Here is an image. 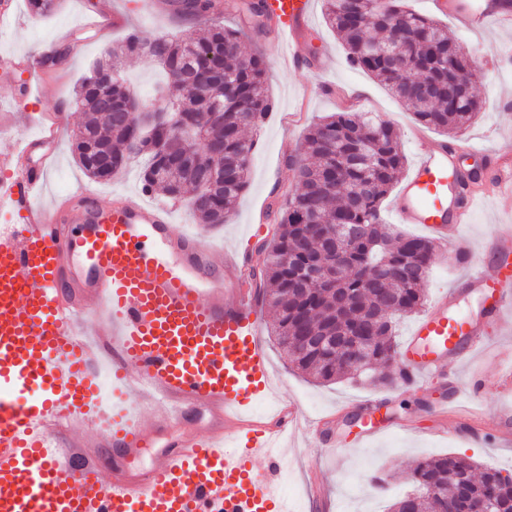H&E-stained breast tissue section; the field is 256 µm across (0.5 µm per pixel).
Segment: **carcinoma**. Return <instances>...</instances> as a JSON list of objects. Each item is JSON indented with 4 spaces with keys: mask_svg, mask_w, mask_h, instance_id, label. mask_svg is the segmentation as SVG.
Segmentation results:
<instances>
[{
    "mask_svg": "<svg viewBox=\"0 0 512 512\" xmlns=\"http://www.w3.org/2000/svg\"><path fill=\"white\" fill-rule=\"evenodd\" d=\"M324 18L343 41L350 64L372 75L414 111L419 122L444 134L469 125L480 110L474 92L455 105L448 102V78L456 50L447 29L429 16L407 9L404 0H324ZM177 18L208 22L196 37L148 36L131 33L120 52H109L117 66L119 54L159 63L172 78L165 87L176 115L172 127L148 131L126 123L122 111L129 89L97 61L83 76L75 104L85 118L73 136L77 163L91 179L109 181L134 158L144 160L142 189L161 191L172 200L188 197L201 223L231 221L235 204L248 186V159L255 141L243 136L260 128L273 102L266 89L267 65L260 53L244 55L247 32L270 30L263 0H166ZM380 33L395 57L369 55L364 42ZM69 47L55 46L40 58L51 68L65 59ZM398 61L409 76L425 74L440 91L430 98L404 92ZM188 153L201 154L202 164H183ZM303 154L312 162L287 159L295 184L284 192L285 204L273 210L277 227L272 239L257 250L254 276L275 312L274 336L298 370L321 383L361 379L392 387L400 375L385 369L395 361V316L417 313L426 302L421 288L433 263L436 246L428 237L393 236L383 223L381 204L405 165L392 128L377 125L360 112H335L308 130ZM328 224H360L367 238L336 240L334 255L321 241ZM341 257L345 269L332 279L312 277ZM386 264L395 272L379 284L395 296L398 308L371 326L379 300L368 279L373 268ZM319 336H369L371 343L359 372L350 369L345 346L319 344ZM418 491L429 495L421 512H447L459 487L474 493L486 486L498 490L502 512H512V476L483 469L468 456L448 454L422 460L413 472Z\"/></svg>",
    "mask_w": 512,
    "mask_h": 512,
    "instance_id": "obj_1",
    "label": "carcinoma"
}]
</instances>
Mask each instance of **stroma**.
I'll return each instance as SVG.
<instances>
[{"instance_id": "stroma-1", "label": "stroma", "mask_w": 512, "mask_h": 512, "mask_svg": "<svg viewBox=\"0 0 512 512\" xmlns=\"http://www.w3.org/2000/svg\"><path fill=\"white\" fill-rule=\"evenodd\" d=\"M15 14L0 20V54H42L48 46L65 38L73 54L53 71L36 69L35 97H21L17 89L20 75L0 73V111L11 114L13 126L0 131V155L11 153L38 131L40 116L54 112L61 121L55 147L56 163L48 176L47 195L55 197L82 185L93 191L100 205L111 206L115 194L141 193L140 162H130L108 182L90 179L71 153V136L81 124L83 114L74 104L76 87L89 66L99 59L104 47L119 48L134 31L148 35L201 33L204 21L181 23L165 8L143 15L141 0H109L120 24L109 31L89 26L90 16L98 12L97 0H61L55 13L32 15L27 0H14ZM452 38L469 54L478 73L476 94L481 103L478 117L464 134H442L422 127L412 109L370 74L351 67L347 51L326 24L323 0H316L312 16L299 31L298 43L304 59L289 65L270 50L274 35L247 33L244 53L263 54L268 67L267 87L274 107L263 126L249 130L256 142L249 165V186L238 201L233 222L217 227L201 224L185 204H178L174 220L177 230L194 232L200 246L212 244L255 254L269 239L268 231H255V213L267 209L276 197L293 184L295 171L285 161L300 146L306 130L322 116L340 110L348 92H355L356 111L392 125L406 156L405 172H412L420 147L416 131H423L433 147L454 146L461 168L477 169L476 187L483 198L471 213V221L460 233L473 247L489 237L512 232V197L501 198L493 186V167L484 160L462 153L465 139H472L490 151L512 140V65H496V58L512 47V25L489 27L482 33L463 30L458 22L440 16ZM122 71L132 92L143 103H151L157 85L166 75L156 63L126 58ZM263 338L267 357L280 398L297 404L305 417L320 420L317 432L290 437L283 465L287 478L282 491L294 499L301 512H388L396 496L411 491V470L425 457L461 454L472 457L480 466L500 468L512 474V438L502 428H489L487 417L512 414V393H504L500 373L512 368V313L487 336V349L470 364L457 367L454 386L432 385L418 388L401 385L386 388L345 380L321 386L292 371L272 334L274 312L262 305ZM481 373L478 394L470 392V378ZM459 397L465 414H440V401ZM383 403L398 429L375 438L360 439L368 401Z\"/></svg>"}]
</instances>
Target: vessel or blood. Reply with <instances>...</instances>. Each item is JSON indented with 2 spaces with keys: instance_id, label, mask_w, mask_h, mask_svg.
Wrapping results in <instances>:
<instances>
[{
  "instance_id": "b4317fda",
  "label": "vessel or blood",
  "mask_w": 512,
  "mask_h": 512,
  "mask_svg": "<svg viewBox=\"0 0 512 512\" xmlns=\"http://www.w3.org/2000/svg\"><path fill=\"white\" fill-rule=\"evenodd\" d=\"M292 64L294 43L313 0H264ZM479 32L512 22V6L459 14ZM56 126L43 127L9 162L0 182V512H288L278 483L281 443L301 418L280 406L268 421H247L252 401L274 380L261 337L248 255L227 261L223 248L199 249L176 230L171 207L120 196L100 206L77 188L43 202L55 162ZM44 146L32 160L33 146ZM458 170L447 150L422 149L393 207L395 219L434 232L468 223L469 206L451 195ZM448 262L465 267L402 344L407 383L442 381L485 345L490 328L512 312V235L481 252L455 235ZM478 295L481 319L453 313ZM100 329L85 337L82 316ZM112 364V400L100 396L99 368ZM210 413L223 428L168 441L135 479L100 477L103 457L63 450L72 428L94 445L129 455L151 429ZM152 427H145L144 415Z\"/></svg>"
}]
</instances>
